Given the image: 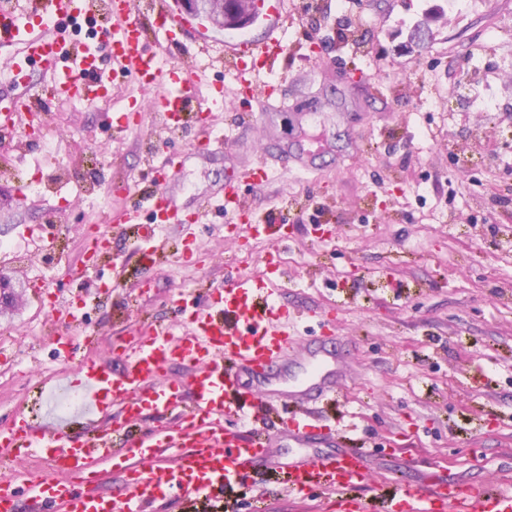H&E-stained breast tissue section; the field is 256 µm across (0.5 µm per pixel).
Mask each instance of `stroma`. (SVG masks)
Instances as JSON below:
<instances>
[{
    "label": "stroma",
    "instance_id": "stroma-1",
    "mask_svg": "<svg viewBox=\"0 0 512 512\" xmlns=\"http://www.w3.org/2000/svg\"><path fill=\"white\" fill-rule=\"evenodd\" d=\"M302 2L288 5V56L270 112L233 97V72L218 62L209 77L229 97L208 129L191 112L172 129L152 112L121 128L114 112L145 99L129 78L111 111L49 106L43 144L19 166L51 174L64 162L74 180L59 194L22 200L16 172L0 175V242L22 246L17 264L34 283L23 312L0 320L12 337L0 428L40 422L34 399L49 376L88 357L120 373V351L149 325L179 320L182 303L208 305L225 281L270 258L281 271L275 297L302 339L335 340L350 362L334 396L259 410L257 430L278 434L300 415L322 429L306 447L278 434L280 462L363 449L371 471L359 493L370 502L398 480L450 477L478 490L512 472V208L501 202L512 198V0H357L319 26L303 20ZM485 68L497 72L499 111L449 112ZM299 137L313 173L281 169V148ZM156 141L161 151L148 153ZM489 153L495 167L473 166ZM96 156L119 179L113 196L129 203L153 191L156 168L173 159L167 189L198 222L157 229L145 212L139 223H113L112 204L75 182ZM260 159L272 179L239 191L254 218L286 217L280 243L249 239L244 218L218 202L230 168ZM49 211L62 226L50 243L40 228ZM103 238L108 248L96 250ZM51 296L75 305L64 347L48 333ZM192 411L185 393L134 419L112 405L71 434L108 432L119 445ZM284 478L260 463L220 499L177 494L145 512H314L318 491L295 499Z\"/></svg>",
    "mask_w": 512,
    "mask_h": 512
}]
</instances>
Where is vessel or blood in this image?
<instances>
[{
  "mask_svg": "<svg viewBox=\"0 0 512 512\" xmlns=\"http://www.w3.org/2000/svg\"><path fill=\"white\" fill-rule=\"evenodd\" d=\"M146 6L165 35L167 44L192 41L210 52L212 60H237L235 82L239 93L261 105H269L274 87L270 74L279 69L285 53L288 24L287 0H265L264 26L259 41L232 39L214 42L204 28L175 8V0H147ZM86 9V0H0V50L11 52L8 79L15 89L10 106L0 108V129L12 130L22 115L43 111L46 103L30 85L32 68H39L58 98L86 105L110 104L117 78L134 79L150 92V111L161 114L165 124L177 125L181 113L207 115L223 104V85H206L204 69L164 65L163 49L150 48L143 29L130 9V0H106L111 22L96 47L68 53L58 29ZM112 61L111 71L100 66ZM206 95H199V86ZM170 164H162L158 187L148 197V209L162 224L182 223L180 210L165 187L175 176ZM253 185L268 182L264 162L232 172L224 186V206L232 212L244 209L238 191L241 179ZM273 268L259 275L224 285V294L209 310L194 309L183 327L156 325L144 330L122 352L124 369L112 376L93 360L81 363L77 385L91 414L102 413L111 402L123 411L141 415L149 408L170 404L175 382L165 381L168 365L194 366V411L169 433L151 434L126 448H116L103 435L72 439L67 428L56 431L18 422L8 433L0 432V444L14 448L16 459L33 455L49 457L55 477L30 482L25 491L32 512H144L145 507L175 492L193 499H215L226 486L256 462L277 465L272 435L244 437L227 430L224 420H250L258 407V395L276 382L288 379L289 369L313 365L306 389L295 391L303 400L307 390L335 392L336 382L347 375L346 366L331 352L289 354L291 315L274 301ZM236 372H228L226 363ZM248 373L255 387L242 391L240 373ZM119 465L125 473V489L107 497L96 492L97 465ZM288 489L302 493L325 489L334 512H368L365 499L350 496L352 487L363 484L369 469L359 448L303 459L288 466ZM383 512H512V488L484 486L480 493L464 485L442 482L433 485L400 482L395 494L383 503Z\"/></svg>",
  "mask_w": 512,
  "mask_h": 512,
  "instance_id": "vessel-or-blood-1",
  "label": "vessel or blood"
}]
</instances>
